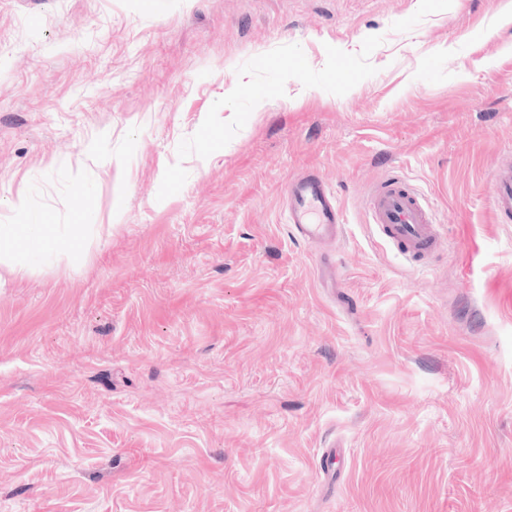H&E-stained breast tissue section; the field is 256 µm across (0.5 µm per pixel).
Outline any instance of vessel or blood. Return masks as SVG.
Listing matches in <instances>:
<instances>
[{
    "label": "vessel or blood",
    "mask_w": 512,
    "mask_h": 512,
    "mask_svg": "<svg viewBox=\"0 0 512 512\" xmlns=\"http://www.w3.org/2000/svg\"><path fill=\"white\" fill-rule=\"evenodd\" d=\"M494 184L495 211L505 217L512 215V167L499 169ZM287 201L288 222L295 238L307 244L336 242L342 231L341 209L335 194L317 173L291 177ZM368 210L371 224L410 260L427 259L442 245L433 209L401 178L374 186Z\"/></svg>",
    "instance_id": "obj_1"
}]
</instances>
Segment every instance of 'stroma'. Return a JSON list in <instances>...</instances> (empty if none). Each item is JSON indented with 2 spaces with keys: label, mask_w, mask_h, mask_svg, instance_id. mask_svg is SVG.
<instances>
[{
  "label": "stroma",
  "mask_w": 512,
  "mask_h": 512,
  "mask_svg": "<svg viewBox=\"0 0 512 512\" xmlns=\"http://www.w3.org/2000/svg\"><path fill=\"white\" fill-rule=\"evenodd\" d=\"M507 161L512 0H0V224L88 241L0 267V512H512ZM494 184L493 208L501 216L509 217L512 215V167L510 164L496 172ZM288 222L293 236L307 244L335 243L342 231L336 196L315 172L291 177L287 186ZM368 210L370 224L412 261L427 259L442 245L433 209L399 177L372 188Z\"/></svg>",
  "instance_id": "stroma-1"
}]
</instances>
